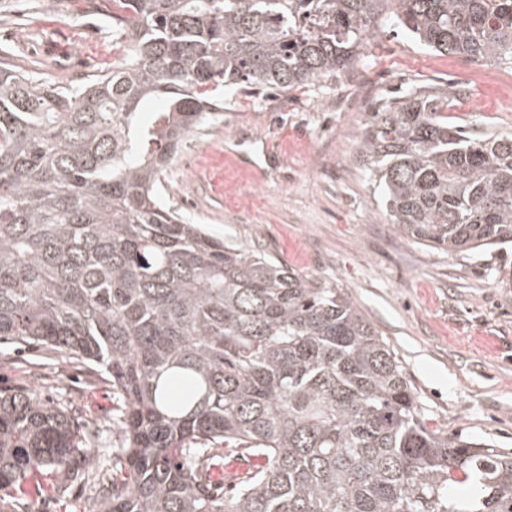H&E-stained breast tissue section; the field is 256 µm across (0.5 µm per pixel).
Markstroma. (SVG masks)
<instances>
[{
  "label": "stroma",
  "mask_w": 512,
  "mask_h": 512,
  "mask_svg": "<svg viewBox=\"0 0 512 512\" xmlns=\"http://www.w3.org/2000/svg\"><path fill=\"white\" fill-rule=\"evenodd\" d=\"M336 76L288 94L224 89V121L188 138L163 176L190 223L270 255L349 298L394 348L432 425L512 451V247L448 255L393 224L359 159L366 122L409 88L447 91L448 117L471 135L512 134V64L463 68L384 23ZM8 63L67 87L121 60L100 0H11L0 10ZM29 388L73 405L101 442L121 441L123 405L107 375L48 346L0 343V390ZM9 498L5 512H87L91 493Z\"/></svg>",
  "instance_id": "35a3bbf8"
}]
</instances>
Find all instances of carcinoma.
Instances as JSON below:
<instances>
[{
    "label": "carcinoma",
    "mask_w": 512,
    "mask_h": 512,
    "mask_svg": "<svg viewBox=\"0 0 512 512\" xmlns=\"http://www.w3.org/2000/svg\"><path fill=\"white\" fill-rule=\"evenodd\" d=\"M101 3L127 54L96 80L0 62V341L110 374L126 442L96 456L67 408L0 392V495L39 496L74 468L93 512H512V456L429 427L349 298L189 223L161 179L224 116V87L334 75L382 16L435 52L512 62V0ZM359 155L407 237L512 245V134L465 136L448 94L382 105ZM241 455L262 464L217 493L205 464ZM109 461L122 479L100 484Z\"/></svg>",
    "instance_id": "cac0c4a2"
}]
</instances>
